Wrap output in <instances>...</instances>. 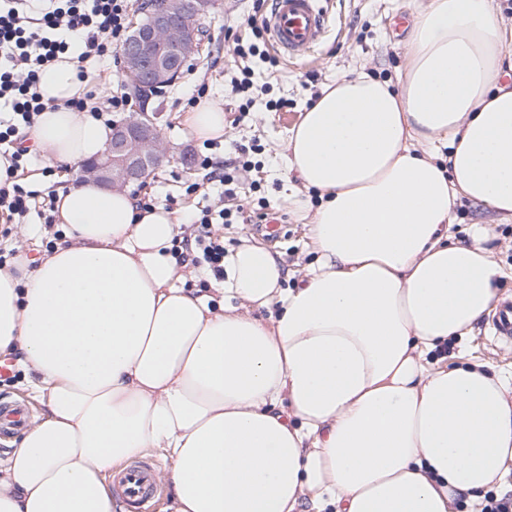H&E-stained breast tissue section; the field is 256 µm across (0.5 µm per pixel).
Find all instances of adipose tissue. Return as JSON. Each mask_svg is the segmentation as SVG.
Segmentation results:
<instances>
[{
    "mask_svg": "<svg viewBox=\"0 0 512 512\" xmlns=\"http://www.w3.org/2000/svg\"><path fill=\"white\" fill-rule=\"evenodd\" d=\"M405 56L399 87L338 78L292 131L316 255L295 287L246 242L190 293L174 211L93 180L59 192L63 242L0 269V355L45 408L0 465V512H115L107 474L150 450L173 512H452L512 467V382L439 357L503 276L484 227L451 228L463 198L512 223V30L495 0H428ZM78 73L65 54L38 74L28 137L59 167L112 136L74 107ZM182 121L201 140L226 124L206 100Z\"/></svg>",
    "mask_w": 512,
    "mask_h": 512,
    "instance_id": "obj_1",
    "label": "adipose tissue"
}]
</instances>
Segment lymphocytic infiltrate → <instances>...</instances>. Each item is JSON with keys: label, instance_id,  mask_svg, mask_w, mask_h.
Listing matches in <instances>:
<instances>
[{"label": "lymphocytic infiltrate", "instance_id": "obj_1", "mask_svg": "<svg viewBox=\"0 0 512 512\" xmlns=\"http://www.w3.org/2000/svg\"><path fill=\"white\" fill-rule=\"evenodd\" d=\"M131 0H0V152L7 175L31 157L18 140L44 109L37 91L41 69L58 61L79 35L78 63L98 62L125 40Z\"/></svg>", "mask_w": 512, "mask_h": 512}]
</instances>
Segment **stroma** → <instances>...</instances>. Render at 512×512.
<instances>
[{"label": "stroma", "instance_id": "obj_1", "mask_svg": "<svg viewBox=\"0 0 512 512\" xmlns=\"http://www.w3.org/2000/svg\"><path fill=\"white\" fill-rule=\"evenodd\" d=\"M427 4V0H325L329 32L318 50L304 62L280 58L277 66L257 60L253 102L242 117L234 110L242 101L232 93L230 78L238 60L225 39L227 26L236 24L252 11V0H215L214 9L202 19L206 50L194 61L193 80L179 79L177 84L149 101L158 112L161 137L169 158L143 185L132 187L136 196L150 195L169 209L196 213L212 210L242 209L244 222L217 224L213 230L223 236L226 251H234L242 239L260 243L275 252L288 271L286 286H294L303 276L315 255L309 247L303 212L293 202L298 183L288 170L287 141L301 119L305 106L315 99L332 80L363 70L373 76L398 83L404 73L405 49L402 39L404 22L410 21ZM205 84L207 98L226 109L228 124L218 146L204 148L181 122L182 101L191 94L193 84ZM287 102V109L275 112L269 102ZM250 148V158L258 162L260 172H239L235 196L224 193L222 185L209 184L206 189L189 192L203 173L195 155L207 151L215 161L230 156L231 144ZM456 240L470 239L473 224L489 227L485 242L493 259L509 277L499 287L500 295H512V223L495 224L488 208L460 201L455 208ZM281 226L278 235L265 230L268 223ZM41 231L28 224L12 225L10 233L0 237V268H9L14 252L36 258L42 253ZM471 360L487 363L495 371L512 373V345L493 341L488 320H481L462 345L448 351V362L463 365Z\"/></svg>", "mask_w": 512, "mask_h": 512}]
</instances>
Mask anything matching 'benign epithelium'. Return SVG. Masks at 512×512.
Listing matches in <instances>:
<instances>
[{
	"instance_id": "obj_1",
	"label": "benign epithelium",
	"mask_w": 512,
	"mask_h": 512,
	"mask_svg": "<svg viewBox=\"0 0 512 512\" xmlns=\"http://www.w3.org/2000/svg\"><path fill=\"white\" fill-rule=\"evenodd\" d=\"M210 7V0H195L188 13L176 0H147L149 21L135 25L120 48L128 83L157 90L175 84L185 60L206 50L197 18ZM164 157L155 115L133 112L112 127L105 154L80 170L84 177L124 188L145 179Z\"/></svg>"
}]
</instances>
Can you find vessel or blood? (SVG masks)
<instances>
[{"instance_id": "obj_1", "label": "vessel or blood", "mask_w": 512, "mask_h": 512, "mask_svg": "<svg viewBox=\"0 0 512 512\" xmlns=\"http://www.w3.org/2000/svg\"><path fill=\"white\" fill-rule=\"evenodd\" d=\"M328 17L321 0H271L266 25L276 50L291 60L311 55L322 43L328 29ZM496 341L512 343V297L501 301L491 319ZM27 411L24 407L0 403V430L24 427ZM112 490L129 512H150L156 493L154 468L147 462H137L112 478Z\"/></svg>"}]
</instances>
